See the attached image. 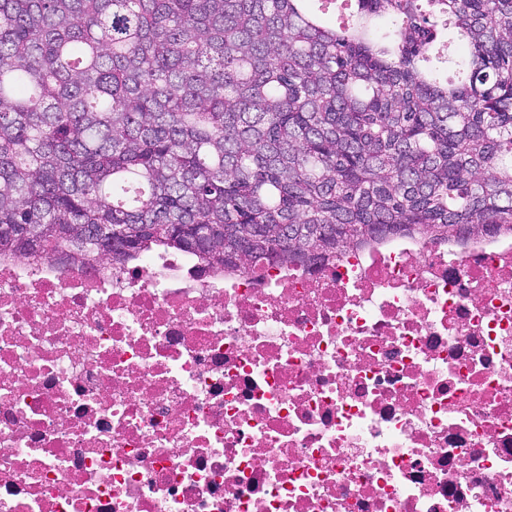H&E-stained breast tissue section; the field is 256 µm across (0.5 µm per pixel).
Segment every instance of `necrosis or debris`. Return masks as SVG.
Here are the masks:
<instances>
[{
    "instance_id": "4bbe7bcc",
    "label": "necrosis or debris",
    "mask_w": 512,
    "mask_h": 512,
    "mask_svg": "<svg viewBox=\"0 0 512 512\" xmlns=\"http://www.w3.org/2000/svg\"><path fill=\"white\" fill-rule=\"evenodd\" d=\"M0 512H512V235L0 257Z\"/></svg>"
}]
</instances>
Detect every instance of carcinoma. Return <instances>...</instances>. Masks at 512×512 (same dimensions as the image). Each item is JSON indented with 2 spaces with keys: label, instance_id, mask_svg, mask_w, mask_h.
<instances>
[{
  "label": "carcinoma",
  "instance_id": "cac0c4a2",
  "mask_svg": "<svg viewBox=\"0 0 512 512\" xmlns=\"http://www.w3.org/2000/svg\"><path fill=\"white\" fill-rule=\"evenodd\" d=\"M403 230L512 234V0H0V256Z\"/></svg>",
  "mask_w": 512,
  "mask_h": 512
}]
</instances>
